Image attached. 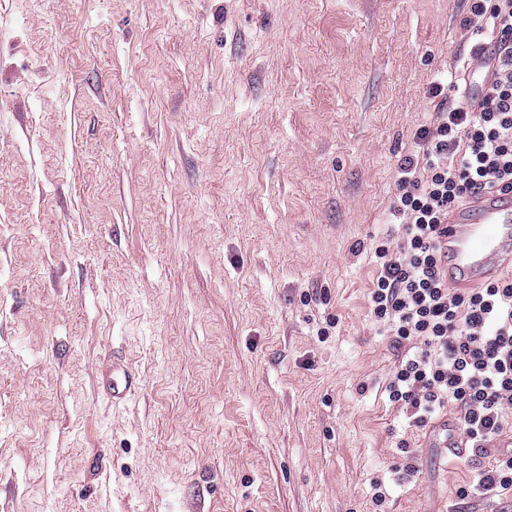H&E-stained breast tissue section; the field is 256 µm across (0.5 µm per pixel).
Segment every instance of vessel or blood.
<instances>
[{
	"label": "vessel or blood",
	"mask_w": 512,
	"mask_h": 512,
	"mask_svg": "<svg viewBox=\"0 0 512 512\" xmlns=\"http://www.w3.org/2000/svg\"><path fill=\"white\" fill-rule=\"evenodd\" d=\"M447 227L449 287L474 288L496 278L502 257L512 255V193L495 189L480 194L453 212ZM99 385L101 394L118 404L134 393L138 378L115 358L101 369Z\"/></svg>",
	"instance_id": "vessel-or-blood-1"
}]
</instances>
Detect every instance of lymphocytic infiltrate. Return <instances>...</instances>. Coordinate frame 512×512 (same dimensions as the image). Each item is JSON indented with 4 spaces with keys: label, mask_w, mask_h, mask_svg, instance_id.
Listing matches in <instances>:
<instances>
[{
    "label": "lymphocytic infiltrate",
    "mask_w": 512,
    "mask_h": 512,
    "mask_svg": "<svg viewBox=\"0 0 512 512\" xmlns=\"http://www.w3.org/2000/svg\"><path fill=\"white\" fill-rule=\"evenodd\" d=\"M463 30L490 32L475 43L484 64L466 104L449 105L416 133V150L398 163L391 205L396 235L372 248L377 276L371 318L386 327L395 351L386 392L411 426L427 427L447 407L472 456L484 455L512 413V274L458 291L443 273V226L469 198L512 190V0H471ZM512 491V448L477 468L460 497Z\"/></svg>",
    "instance_id": "lymphocytic-infiltrate-1"
}]
</instances>
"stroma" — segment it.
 Segmentation results:
<instances>
[{"mask_svg": "<svg viewBox=\"0 0 512 512\" xmlns=\"http://www.w3.org/2000/svg\"><path fill=\"white\" fill-rule=\"evenodd\" d=\"M468 9L0 0V512H512L389 402L367 301ZM99 388L112 404L127 400L138 387V377L127 364L112 354V361L99 373Z\"/></svg>", "mask_w": 512, "mask_h": 512, "instance_id": "1", "label": "stroma"}]
</instances>
